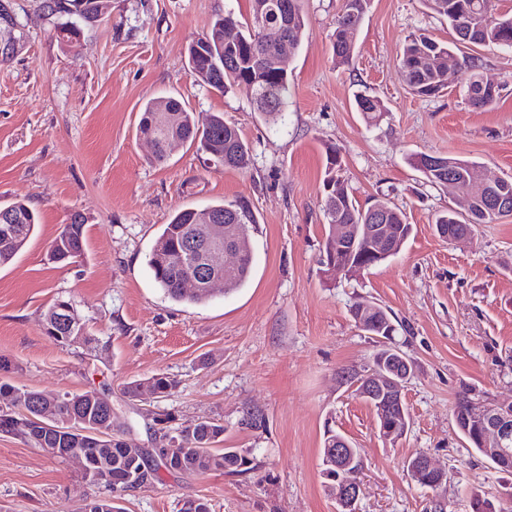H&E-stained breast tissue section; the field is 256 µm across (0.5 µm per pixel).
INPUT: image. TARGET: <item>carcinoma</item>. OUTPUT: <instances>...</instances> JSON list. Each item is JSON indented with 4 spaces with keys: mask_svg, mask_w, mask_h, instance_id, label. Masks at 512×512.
Segmentation results:
<instances>
[{
    "mask_svg": "<svg viewBox=\"0 0 512 512\" xmlns=\"http://www.w3.org/2000/svg\"><path fill=\"white\" fill-rule=\"evenodd\" d=\"M430 8L448 20V27L457 42L473 46H495L512 50V14L498 8V0H427ZM99 0H39L38 17L52 24L54 31L66 30L73 17L92 25L101 20ZM370 0H343L342 12L336 18L332 53L336 67L352 64L358 35L368 11ZM264 22H278L286 27L292 52L302 44L305 21L300 0H251L250 18L236 20L232 14L220 15L211 29L194 38L187 47L188 67L191 76L202 86H208L226 94H241L251 99L258 112L267 120L278 123L288 109L290 79L283 67L281 53L260 39V26ZM237 30L236 37L228 40L225 30ZM430 54L448 58L449 65L443 74H433L425 66ZM480 68L475 56L459 57L451 44L440 42L428 35L410 36L402 49L401 74L410 91L419 97H435L449 88L463 70ZM357 110L368 120H374L388 111L377 97L359 93ZM139 132L154 143L153 162L163 164L170 155V143L177 140L199 144L214 165L226 169L245 171L252 164L248 142L238 128L224 121V114H212L205 123L196 120L173 96H161L148 100L141 111ZM425 156L414 160V165L432 184L446 185L448 169L455 168L468 178H478L489 172L488 167L476 161H463L449 156L436 158L437 164H424ZM341 159L337 151L327 157V176L324 180L322 210L326 220V235L322 243L321 264L328 276L336 277V265L357 264L368 270L386 260L372 257L367 252L369 236L374 222L371 208H376L380 223L392 229L389 240L406 239L412 225L405 212L383 199H375L362 206L349 195L341 180ZM244 202L239 198L203 208H185L171 220L161 225L160 232L150 250L148 265L159 288L170 300L186 305L200 304L213 296L209 291L189 294L183 287L184 280L199 266L202 254L192 252L189 242L206 241L203 231L210 222L226 225V240L234 244L239 257L235 267L223 272L229 290L244 286L250 279L256 257L251 244L252 233L259 224L255 211L241 218L236 212ZM497 215L484 216L474 207L464 213L450 210L436 218L435 226L453 234L459 230H472L475 224H489ZM38 224L37 215L26 203L18 201L0 207V267L13 261L27 243ZM345 224L350 228V244L345 246L336 240L334 228ZM85 224L79 216L63 225L51 245V253L60 250L69 253V259L80 257L84 251ZM352 309L362 312L364 331L381 338L374 355L376 364H384L388 371L398 367L391 342L394 331L387 310L379 304L357 302ZM75 333L54 326L46 328V334L61 346L71 345L80 338L92 341L85 331V323L74 324ZM155 398L169 396L177 387V381L162 373L150 378ZM14 385L1 381L0 398L8 399L0 410V434L18 437L35 448H42L55 458H64L69 448L84 451L87 468L84 474L91 481L108 487L110 494L94 496L85 512H123L120 500L130 489L127 470L130 466L140 471V478L152 484L160 479V470L181 475L201 476L221 471L225 474H245L257 467L255 458L247 450L220 448L224 424L204 420L193 425L176 428L175 434H162L161 446L154 453L136 448L131 438V427L115 426L114 419L101 413V400L106 394L97 390L65 393H44L37 390H21L22 399H10ZM470 390L458 394L454 407V422L463 439L475 451H481L477 430L469 418ZM52 406L59 416V430L43 432L37 420L40 407ZM363 469L358 451L345 462L342 475L356 481Z\"/></svg>",
    "mask_w": 512,
    "mask_h": 512,
    "instance_id": "obj_1",
    "label": "carcinoma"
}]
</instances>
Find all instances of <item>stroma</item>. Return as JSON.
Segmentation results:
<instances>
[{
  "mask_svg": "<svg viewBox=\"0 0 512 512\" xmlns=\"http://www.w3.org/2000/svg\"><path fill=\"white\" fill-rule=\"evenodd\" d=\"M17 2L29 41L0 65V206L25 201L39 224L0 267V359L9 364L0 380L54 394L109 393L118 422L132 425L143 448L157 445L144 410L171 413L183 427L214 418L224 447L251 450L257 462L241 475L161 473L124 496V512H180L197 496L212 512H336L320 475L330 430L363 460L357 512H433L438 502L444 512H473L478 497L512 507V474L467 448L453 420L466 388L512 403V216L444 241L435 217L460 199L410 162L450 156L512 176V52L469 49L499 87L492 107L469 105L466 70L422 98L402 79L403 45L413 34L451 37L427 0H371L347 69L335 67L331 50L342 0H301L288 115L271 125L245 96L198 85L187 68V44L218 14L247 19L249 0H111L74 43L37 20L38 0ZM361 91L387 103L378 122L356 111ZM168 95L202 117L223 113L252 148L249 170L214 166L187 143L165 164L151 163L139 116L146 101ZM333 148L353 199L388 200L413 232L398 255L331 280L320 262V202ZM239 197L259 217L249 282L195 306L165 297L147 265L161 225L178 210ZM76 213L85 219L84 255L55 262L50 246ZM62 296L92 342L62 347L46 335L45 315ZM357 301L387 309L394 341L413 363L403 391L408 428L394 441L380 436L372 408L343 379L367 370L377 348L350 315ZM158 373L177 380L172 395L122 398L124 384ZM418 452L446 470L440 490L408 476ZM103 491L76 462L0 434V512H78Z\"/></svg>",
  "mask_w": 512,
  "mask_h": 512,
  "instance_id": "1",
  "label": "stroma"
}]
</instances>
